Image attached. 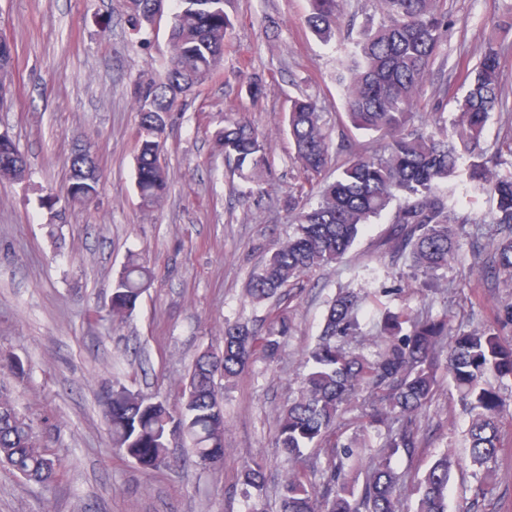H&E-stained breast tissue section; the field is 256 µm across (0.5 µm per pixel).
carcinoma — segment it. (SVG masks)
<instances>
[{
    "mask_svg": "<svg viewBox=\"0 0 512 512\" xmlns=\"http://www.w3.org/2000/svg\"><path fill=\"white\" fill-rule=\"evenodd\" d=\"M165 0H128L132 28L145 32ZM346 0H307L305 24L323 43L342 35L350 48L336 63L335 80L344 97L346 124L327 126L318 101L301 92L291 98L281 123L293 145L294 163L316 181V191L299 189L289 196L293 223L288 240L275 244L259 271L251 274L246 295L255 304H286L301 278L313 269L340 261L363 229L388 217L384 246L392 260L407 263V278L427 298L441 288L460 246L457 222H479L458 216L455 179L466 174L476 194L490 196L494 233L483 247L480 279L496 288H512V173L500 174L504 155L512 157V135L490 153L484 131L494 114L512 112L503 84L505 48L485 40L475 65L463 69V93L446 85L439 102L452 100L455 117L415 125L416 110L448 31L444 0H373V10L355 25ZM171 55L163 73L134 87L138 116L135 185L143 206L161 203L169 191L162 162L171 112L187 95L220 71L234 24L224 0H170ZM17 52L0 36V102L11 93ZM375 137L380 147L358 143L350 129ZM338 139H333L332 133ZM224 159L234 165L249 191L261 190L270 167L268 136L244 118H227L215 132ZM344 161H339L340 156ZM68 194L90 200L98 194L99 166L88 146H76L68 159ZM27 161L16 144L0 147V179L22 181ZM153 273L136 254L128 257L112 281L108 310L120 321L135 309L150 287ZM359 293L339 290L330 302L315 343L304 353V374L296 394L279 416L276 445L287 463L280 489V512H447L453 461L448 453L435 459L405 493L390 460L408 458L425 447L420 421L432 405L441 374L471 419L467 430L472 465L489 474L503 447L502 426L509 411L506 398L488 378L512 377V344L500 327L511 322L512 309L499 311L485 327L452 329L448 314H415L408 307L385 309L375 335L355 347L363 335L358 318ZM288 317L279 313L273 326L256 329L225 323L219 344L202 350L182 383L180 402L170 407L128 387L112 386L104 415L119 449L145 469L167 462L172 437L181 438L199 464L224 463V394L216 378L231 380L250 364L278 361L288 336ZM15 382L28 375L21 359L0 356ZM360 410L351 425L358 438L343 442L336 431L344 416ZM380 432L374 447L365 436ZM325 458L320 481H308L304 449ZM0 466L25 480L49 488L63 475L54 449L44 443L32 420L18 410L10 389L0 384ZM366 468L362 484L351 474ZM247 497L260 499L265 468L260 460L242 471Z\"/></svg>",
    "mask_w": 512,
    "mask_h": 512,
    "instance_id": "1",
    "label": "carcinoma"
}]
</instances>
